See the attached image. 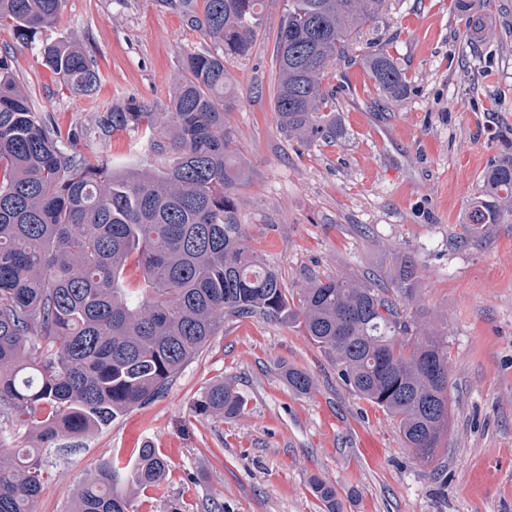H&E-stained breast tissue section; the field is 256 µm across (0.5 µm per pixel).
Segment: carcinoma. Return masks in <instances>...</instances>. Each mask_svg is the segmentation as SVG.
<instances>
[{"instance_id":"obj_1","label":"carcinoma","mask_w":512,"mask_h":512,"mask_svg":"<svg viewBox=\"0 0 512 512\" xmlns=\"http://www.w3.org/2000/svg\"><path fill=\"white\" fill-rule=\"evenodd\" d=\"M213 44L188 53L169 104L155 112L135 97L92 124L65 128L38 112L10 58L0 56V407L42 443L78 440L164 392L224 325L262 317L299 321L336 355L361 398L396 420L400 437L433 459L448 431V340L418 330L401 301L414 298L413 260L401 263L397 300L377 277L314 279L290 303L279 273L243 230L237 193L247 174L236 161L226 118L234 93L225 63L252 48L263 0H179ZM383 0H288L275 43V111L290 137L334 141L343 129L325 113L324 69L349 31L374 23ZM63 0H0V26L23 41L52 26ZM42 64L76 94L91 95L96 60L75 42L45 43ZM375 85L397 102L405 77L390 54L368 51ZM142 130L159 159L150 168L89 160L92 134ZM471 201L462 245H480L512 217V157L490 165ZM137 259L139 277L126 270ZM288 386L308 394L313 378L283 367ZM244 404L213 384L197 402L205 416L238 417ZM41 449L0 445V512H33L44 483ZM168 462L146 444L136 461L89 471L70 512H132L134 490L161 487ZM327 512L336 488L310 477Z\"/></svg>"}]
</instances>
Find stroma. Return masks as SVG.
Returning a JSON list of instances; mask_svg holds the SVG:
<instances>
[{
    "instance_id": "stroma-1",
    "label": "stroma",
    "mask_w": 512,
    "mask_h": 512,
    "mask_svg": "<svg viewBox=\"0 0 512 512\" xmlns=\"http://www.w3.org/2000/svg\"><path fill=\"white\" fill-rule=\"evenodd\" d=\"M288 0H264L248 56L226 63L236 93L227 118L249 182L241 219L252 248L282 276L289 296L309 278L376 275L387 288L403 260L419 268L407 305L423 329L448 338L451 419L433 461L404 446L395 420L343 381L335 355L301 324L225 321L166 391L112 425L64 446L39 447L47 474L34 512H69L97 463H131L149 443L167 458L161 490L135 496L136 512H326L308 480L322 476L341 512H512V220L486 243L456 235L482 175L512 154V0H386L377 22L347 37L346 58L325 70L343 134L332 142L286 138L273 107V55ZM76 41L97 59L93 95L70 92L42 62V41ZM207 40L163 0H64L35 42L0 27L20 81L40 112L62 125L90 123L128 97L164 110L182 58ZM388 50L407 94L386 102L362 55ZM88 156L147 167L156 158L137 132ZM309 373L310 393L291 390L280 364ZM244 401L238 418L198 414L215 382ZM379 448L366 457L363 437Z\"/></svg>"
}]
</instances>
